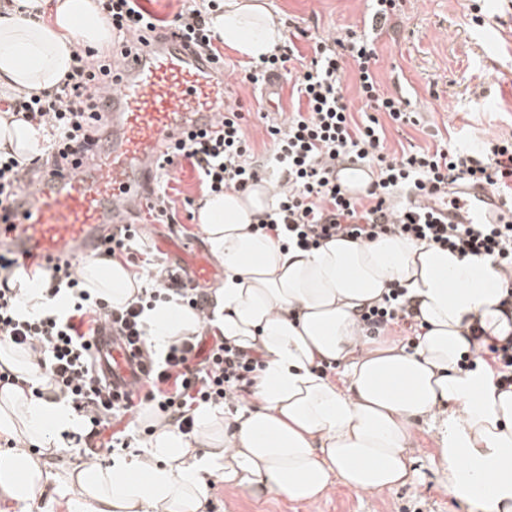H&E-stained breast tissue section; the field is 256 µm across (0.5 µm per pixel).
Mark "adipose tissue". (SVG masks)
Listing matches in <instances>:
<instances>
[{
  "label": "adipose tissue",
  "mask_w": 512,
  "mask_h": 512,
  "mask_svg": "<svg viewBox=\"0 0 512 512\" xmlns=\"http://www.w3.org/2000/svg\"><path fill=\"white\" fill-rule=\"evenodd\" d=\"M209 21L226 46L251 61L284 41L266 0H224ZM111 45L97 0H14L0 11V92L52 89L70 71L77 47L101 52ZM43 140L41 131L0 113V154L37 156ZM272 193L261 182L245 193L208 196L199 211L224 265L217 324L266 361L249 407L232 419L211 408L197 411L204 454L164 426L145 460L85 464L65 481L72 498L83 512H198L206 495L202 474L213 469L252 495L292 501L316 502L334 477L358 492L378 491L406 482L411 429L429 418L448 492L479 502L483 512H512V391L498 390L490 371L458 368L473 321L491 335H512L500 311L497 266L399 236L286 249L253 230ZM82 278L115 306L142 286L136 273L109 258L86 265ZM394 283L407 288L425 334L410 351L368 348L357 319ZM147 325L163 346L196 333L201 321L188 308L159 303ZM324 363L343 364L340 384L319 376ZM75 424L52 395L0 390V434L32 442ZM48 481L24 446L0 453V492L12 500L35 499Z\"/></svg>",
  "instance_id": "1"
}]
</instances>
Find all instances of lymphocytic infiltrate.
<instances>
[{
	"instance_id": "lymphocytic-infiltrate-1",
	"label": "lymphocytic infiltrate",
	"mask_w": 512,
	"mask_h": 512,
	"mask_svg": "<svg viewBox=\"0 0 512 512\" xmlns=\"http://www.w3.org/2000/svg\"><path fill=\"white\" fill-rule=\"evenodd\" d=\"M102 13L121 42L118 53L100 56L76 50L70 74L50 91L20 94L9 112L44 129L46 144L33 158L0 157V214L9 215L27 177L45 165L60 168L76 151L94 145L101 125L99 96L112 85L119 55L130 54L143 34L174 35L204 52L216 64L224 58L208 24V11L192 9L160 24L140 0H99ZM377 45L356 32L318 38L313 56L295 43L243 68L242 79L253 85L286 72L292 110L281 126H269L273 144L266 159H258L242 126L240 107L225 105L215 132L189 135L158 165L161 175L182 160L197 171L208 194L247 192L277 175L278 189L268 212L258 218L257 231L285 247L309 250L335 237L370 242L390 235L407 237L461 257L492 259L502 274L499 306L512 314V220L497 224H448L429 207V200L447 194L455 183L484 184L512 208V136L484 139L471 146L456 133L435 146L408 145L390 154L379 120L387 115L397 126L415 124L410 100L385 93L377 78ZM356 69V100L344 94L347 65ZM365 164L375 180L364 195L348 197L335 170L343 161ZM48 298L66 299L63 309L47 306L40 315L23 313L18 289L0 288V346L32 356L41 378L55 398L64 400L81 420L87 460L98 462L131 445L129 427L145 418L161 420L180 433L193 434L194 412L209 407L236 415L264 367L260 353L225 339L213 327L215 305L206 289L195 286L179 268L150 278L147 287L125 305L114 307L83 286L73 258L46 259ZM174 302L203 315L199 333L156 348L146 332L143 315L154 302ZM360 322L376 335L405 326L414 336L423 330L413 318L405 288L392 285L381 301L366 307ZM115 327L122 340L137 347L148 369L146 382L114 399L97 373L92 340L102 325ZM475 355L464 356V371L485 368L499 390L512 389V338L489 335L480 322L469 326Z\"/></svg>"
}]
</instances>
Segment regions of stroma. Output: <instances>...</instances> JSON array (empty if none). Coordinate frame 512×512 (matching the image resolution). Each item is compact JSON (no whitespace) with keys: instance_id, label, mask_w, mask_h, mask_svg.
<instances>
[{"instance_id":"35a3bbf8","label":"stroma","mask_w":512,"mask_h":512,"mask_svg":"<svg viewBox=\"0 0 512 512\" xmlns=\"http://www.w3.org/2000/svg\"><path fill=\"white\" fill-rule=\"evenodd\" d=\"M284 30H308V38L297 41L305 55H312L314 37L344 36L347 30L363 31L371 12L370 0H268ZM506 0H400L378 38V78L385 92L406 86L417 112V125L396 131L385 125L387 151L400 143L433 146L464 131L472 143L495 135H512V26L487 33V21L506 15ZM231 68L226 72L234 100L242 105V121L257 154L271 144L269 123L291 112L262 113L250 84L241 80L238 56L224 49ZM179 220L178 231L187 238H202L198 220L188 217V203H202L206 194L189 163L174 169L167 184ZM32 455L51 476L42 496L21 505L0 494V512H76L77 505L64 494L59 482L83 461L79 450L56 454L53 446L33 449ZM409 477L405 484L379 492H358L333 481L313 504L271 495L255 497L229 486L224 473L206 474L207 496L202 512H479L476 504L449 495L448 474L437 451L430 421H418L409 446Z\"/></svg>"}]
</instances>
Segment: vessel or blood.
I'll use <instances>...</instances> for the list:
<instances>
[{
	"mask_svg": "<svg viewBox=\"0 0 512 512\" xmlns=\"http://www.w3.org/2000/svg\"><path fill=\"white\" fill-rule=\"evenodd\" d=\"M117 78L100 101L104 117L100 146L72 155L69 165L26 182L0 240L30 262L75 254L89 260L103 251L113 229L148 209L155 191L156 164L186 133L214 130L228 87L204 56L177 38H152L139 56L120 59ZM501 196L476 185L449 196L445 215L452 224H484L505 215ZM177 254L195 284L221 277L200 242L172 236ZM99 365L113 391L125 392L144 374L133 349L103 330L95 339Z\"/></svg>",
	"mask_w": 512,
	"mask_h": 512,
	"instance_id": "obj_1",
	"label": "vessel or blood"
}]
</instances>
